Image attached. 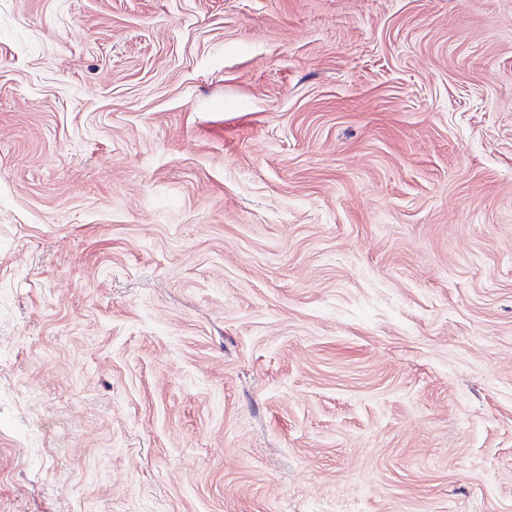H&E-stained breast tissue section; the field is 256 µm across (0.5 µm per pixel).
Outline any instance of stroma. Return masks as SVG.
Returning a JSON list of instances; mask_svg holds the SVG:
<instances>
[{"label":"stroma","mask_w":512,"mask_h":512,"mask_svg":"<svg viewBox=\"0 0 512 512\" xmlns=\"http://www.w3.org/2000/svg\"><path fill=\"white\" fill-rule=\"evenodd\" d=\"M0 512H512V0H0Z\"/></svg>","instance_id":"1"}]
</instances>
